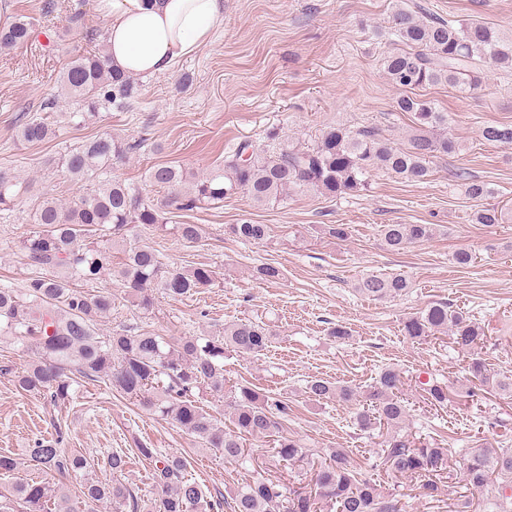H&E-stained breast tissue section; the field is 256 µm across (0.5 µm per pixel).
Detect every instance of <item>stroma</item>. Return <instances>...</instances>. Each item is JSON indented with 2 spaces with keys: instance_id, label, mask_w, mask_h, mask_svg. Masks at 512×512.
Returning a JSON list of instances; mask_svg holds the SVG:
<instances>
[{
  "instance_id": "1",
  "label": "stroma",
  "mask_w": 512,
  "mask_h": 512,
  "mask_svg": "<svg viewBox=\"0 0 512 512\" xmlns=\"http://www.w3.org/2000/svg\"><path fill=\"white\" fill-rule=\"evenodd\" d=\"M37 2L0 0L1 10L32 15L35 23L31 45L0 54V168L26 186L12 208L0 211V283L14 288L24 287L30 275L19 240L35 203L47 195L65 203L79 195L57 165L68 147L104 132L140 142L113 174L155 199L157 188L145 180L150 167L175 164L200 175L222 164L230 145H262L273 130L311 144L326 127L366 125L400 144L411 121L396 109L400 92L384 75L388 45L379 35L394 4L512 31V0H224V27L209 44L169 73L139 77L141 95L133 107H103L79 123L71 117L78 104L60 94L59 72L70 55L104 48L107 21L97 0H54L47 14L37 11ZM80 3L87 26L97 31L90 42L67 30L70 8ZM185 74L191 82L184 87ZM420 94L449 113V132L463 146L458 154L434 159L428 182L374 171L368 191L358 195L330 199L309 191L257 206L238 194L174 214V221L203 225L206 234L196 244L166 237L167 258L212 267L214 285L190 297L161 299L146 315L127 302L117 281L103 276L93 288L111 290L112 314L101 333L126 325L176 338L212 334L238 319L266 324L272 333L268 352L225 356V385L248 383L286 398L284 433L309 448H345L360 461L377 447L378 435L356 427L355 406L311 401L305 386L318 376L365 391L387 367L400 371L401 390L413 403L406 431L447 448H467L480 437L512 447V398L492 394L471 403L465 394L472 381L468 355L454 350L447 336L415 342L402 330L407 317L429 304L450 302L484 328L488 342L481 356L488 368L512 371V223H473L477 204L455 177L464 170L488 183L491 203L512 205V147L479 136L484 125L512 123V69L488 68L473 94L445 83ZM53 97L56 108H45ZM27 116L49 119L54 136L38 144L19 141L16 128ZM245 221L268 225V238L245 242L228 233V225ZM325 224L348 225V239L323 235ZM384 224H434L438 232L391 253L380 241ZM461 249L476 254L475 264H454ZM264 263L282 268L279 282L256 279L253 271ZM372 272L404 273L412 287L391 301L362 297L354 285ZM338 324L349 331L341 342L328 335ZM432 378L447 385V408L419 404V386ZM59 435L64 447L90 457L103 479L110 476L108 456L124 453L123 481L145 501L153 499L154 486L152 464L138 451L142 445L182 453L190 476L206 490L231 495L244 475L176 424L147 415L99 383L82 381L73 401L54 406L16 390L10 376L0 374V454L15 456L35 440Z\"/></svg>"
}]
</instances>
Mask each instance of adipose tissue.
Instances as JSON below:
<instances>
[{"label": "adipose tissue", "mask_w": 512, "mask_h": 512, "mask_svg": "<svg viewBox=\"0 0 512 512\" xmlns=\"http://www.w3.org/2000/svg\"><path fill=\"white\" fill-rule=\"evenodd\" d=\"M108 20L106 54L115 71L169 72L224 25V0H98Z\"/></svg>", "instance_id": "ef3b65f1"}]
</instances>
